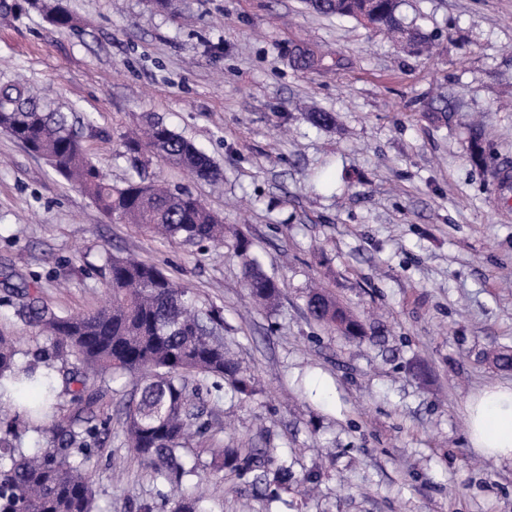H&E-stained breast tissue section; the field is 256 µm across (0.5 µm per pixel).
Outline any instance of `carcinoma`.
Wrapping results in <instances>:
<instances>
[{
  "label": "carcinoma",
  "instance_id": "carcinoma-1",
  "mask_svg": "<svg viewBox=\"0 0 512 512\" xmlns=\"http://www.w3.org/2000/svg\"><path fill=\"white\" fill-rule=\"evenodd\" d=\"M304 3L321 15L364 21L401 42L408 31L398 17L400 0ZM30 7L44 11L59 29L72 26V15L59 3L0 0V14L17 19ZM0 130L45 158L105 216L201 249L224 242V225L201 199L154 180L123 186L108 182L87 157L68 114L22 79L0 80ZM123 146L136 161L151 156L203 181L222 176L205 153L158 121L146 122ZM235 253L250 295L260 303L276 300L279 285L249 255L248 241L238 240ZM106 268L108 302L71 315L59 314L34 289L10 286V276H4L0 305L19 307L49 346L24 349L17 337L0 332V512H100L94 462L102 437L112 432L111 417L101 405L108 384L128 375L138 377L139 388L125 413L126 445L171 488L181 487L201 467L249 476L257 489L287 482V469L267 466L273 449L226 445L201 420V391L218 402L227 388L244 396L255 390L253 378L226 354L219 310L197 302L187 288L137 258L110 254ZM307 308L315 321L348 336L363 333L349 310L322 290L309 295ZM29 384L42 387L41 402H23L22 391ZM60 386L71 395L69 410L58 401ZM30 430L43 440L33 451L25 446ZM194 438L206 445L204 461L199 455L185 459ZM171 512L211 510L202 497L179 492Z\"/></svg>",
  "mask_w": 512,
  "mask_h": 512
}]
</instances>
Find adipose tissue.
I'll return each mask as SVG.
<instances>
[{"label": "adipose tissue", "instance_id": "adipose-tissue-1", "mask_svg": "<svg viewBox=\"0 0 512 512\" xmlns=\"http://www.w3.org/2000/svg\"><path fill=\"white\" fill-rule=\"evenodd\" d=\"M471 447L482 457L512 462V384H495L472 394L465 403Z\"/></svg>", "mask_w": 512, "mask_h": 512}]
</instances>
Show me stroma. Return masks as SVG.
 I'll list each match as a JSON object with an SVG mask.
<instances>
[{"mask_svg":"<svg viewBox=\"0 0 512 512\" xmlns=\"http://www.w3.org/2000/svg\"><path fill=\"white\" fill-rule=\"evenodd\" d=\"M72 28L42 14L0 20V79L24 75L79 117L112 183L143 175L192 193L230 233L199 250L103 215L44 159L0 131V274L37 284L58 312L106 296V251L133 254L224 316L231 358L255 393L205 415L228 442L272 448L291 476L278 498L204 470L211 512H512V464L471 448L470 394L512 383V0H402L405 25L437 38L426 56L303 0H63ZM311 65L298 64L299 52ZM328 112L331 127L308 115ZM192 140L215 182L121 145L147 118ZM478 123L485 167L470 160ZM281 294L255 307L237 236ZM363 321L351 339L315 322L313 284ZM128 376L107 396L112 434L94 475L101 512H169V489L130 456ZM317 474L313 494L296 486Z\"/></svg>","mask_w":512,"mask_h":512,"instance_id":"stroma-1","label":"stroma"}]
</instances>
